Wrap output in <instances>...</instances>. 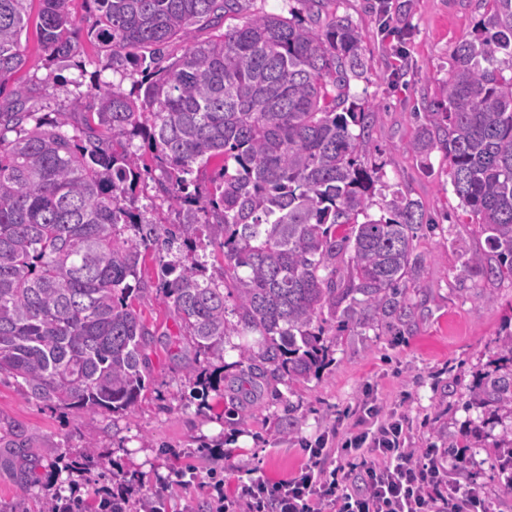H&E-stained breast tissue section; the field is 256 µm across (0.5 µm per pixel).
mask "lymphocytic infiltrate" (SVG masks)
I'll list each match as a JSON object with an SVG mask.
<instances>
[{"label": "lymphocytic infiltrate", "instance_id": "lymphocytic-infiltrate-1", "mask_svg": "<svg viewBox=\"0 0 512 512\" xmlns=\"http://www.w3.org/2000/svg\"><path fill=\"white\" fill-rule=\"evenodd\" d=\"M343 447L359 452L360 466L326 468V450L314 448L291 478L257 476L235 498L217 494L219 512H487L479 490L446 480L437 460L415 459L400 422H379Z\"/></svg>", "mask_w": 512, "mask_h": 512}]
</instances>
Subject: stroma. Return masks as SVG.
<instances>
[{
	"label": "stroma",
	"mask_w": 512,
	"mask_h": 512,
	"mask_svg": "<svg viewBox=\"0 0 512 512\" xmlns=\"http://www.w3.org/2000/svg\"><path fill=\"white\" fill-rule=\"evenodd\" d=\"M399 37L381 33L379 0H328L327 13L350 16L364 35L368 67L351 79V99L371 114V162L380 180L421 201L437 224L420 237L423 271L407 284L415 323L398 334L384 325L326 327L327 359L312 376L269 387L258 372L240 365L231 337L223 358L180 353L171 336L180 320L170 300L156 293L159 258L146 252L141 280L151 286L141 301L143 319L156 330L146 350L145 388L131 413L84 414L28 398L13 379L0 375V512H44L53 495L80 488L84 512H99L103 489L123 478L133 495L127 512L150 500L161 512H211L213 480L235 495L251 470L272 482L287 479L309 462V448L341 443L377 404L382 416L404 420L406 447L416 458L433 454L451 480L479 489L489 512H512V489L498 465L501 427L484 424V409L471 405L469 390L493 370L497 341L512 332V283H489L464 272L472 254L487 253L485 236L453 191L441 151L421 156L407 145L418 132L416 112L439 100L456 43L474 31L485 0H388ZM26 65L19 82L39 113L67 103L81 73L112 80L96 48L81 46L83 69L64 70L54 84L36 28L22 38ZM490 293L494 302L478 301ZM218 378L206 398L193 394L187 368ZM29 448L9 447L17 435ZM95 435L97 456L108 469L65 470L81 459L86 435Z\"/></svg>",
	"instance_id": "stroma-1"
}]
</instances>
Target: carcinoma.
<instances>
[{
  "mask_svg": "<svg viewBox=\"0 0 512 512\" xmlns=\"http://www.w3.org/2000/svg\"><path fill=\"white\" fill-rule=\"evenodd\" d=\"M34 1L49 61L83 69V38L112 72L140 79L126 92L95 73L67 107L40 116L24 85L0 103V374L49 405L131 411L154 336L130 301L149 293L139 277L149 248L161 261L156 291L193 348L220 357L226 338L259 336L256 348L236 346L239 363L270 383L322 365L330 321L410 325L414 241L436 224L398 188L369 214L370 113L349 102L367 61L349 17L316 28L323 0H295L286 16L253 14L197 42L248 0H82L81 18L72 0H0V91L26 64ZM487 2L412 149L444 154L491 250L465 266L495 283L512 281V76L497 58L512 68V0ZM174 42L184 52L167 59ZM137 138L175 224L135 205L149 171ZM208 165L202 196L194 173ZM210 245L222 250L218 268L199 254ZM498 349V366L470 390L489 424L512 420V333Z\"/></svg>",
  "mask_w": 512,
  "mask_h": 512,
  "instance_id": "obj_1",
  "label": "carcinoma"
}]
</instances>
